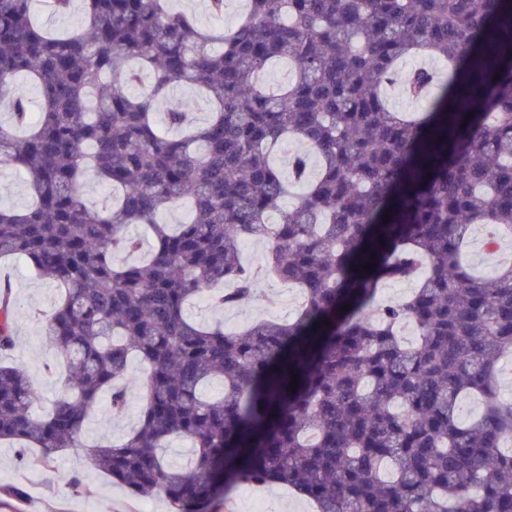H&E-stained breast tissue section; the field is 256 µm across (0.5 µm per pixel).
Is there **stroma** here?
<instances>
[{
  "instance_id": "stroma-1",
  "label": "stroma",
  "mask_w": 512,
  "mask_h": 512,
  "mask_svg": "<svg viewBox=\"0 0 512 512\" xmlns=\"http://www.w3.org/2000/svg\"><path fill=\"white\" fill-rule=\"evenodd\" d=\"M13 294L22 311L19 338L9 364L25 369L32 377L40 395L53 399L59 395L65 379L52 368L54 350L41 338L40 314L51 311L58 288L50 281L32 277L24 262L13 265ZM301 302L296 288L287 283L259 278L255 295L235 309H219L205 300H197L188 312L194 319L224 324L235 330L259 319H287L294 315ZM128 408L124 416H113L108 400H100L85 430V441L94 444L106 437L121 441L138 422L143 382L138 369H131L126 382ZM83 474L88 493H72L68 478ZM23 486L26 494L15 500L0 495V512H169L162 498L136 499L128 490L112 483L92 469L83 449H66L49 467L42 466L35 455L19 457L9 444H0V486ZM308 499L279 485L254 487L237 485L231 488L225 502L216 503L213 512H313Z\"/></svg>"
}]
</instances>
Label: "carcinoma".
I'll use <instances>...</instances> for the list:
<instances>
[{
	"label": "carcinoma",
	"instance_id": "1",
	"mask_svg": "<svg viewBox=\"0 0 512 512\" xmlns=\"http://www.w3.org/2000/svg\"><path fill=\"white\" fill-rule=\"evenodd\" d=\"M84 2L82 27L55 34L35 5L63 15L73 0H0V159L31 196L0 207V259L60 289L42 336L71 379L37 414L32 379L0 363V442L45 466L84 447L101 394L124 413L134 356L138 426L88 456L172 512L270 483L317 512H512V401L496 380L512 357V263L477 277L464 260L473 225L489 248L512 236V0H247L235 25L206 29L172 0ZM415 54L447 72H409L423 103L410 113L384 88ZM274 62L287 73L269 84ZM178 88L207 101L205 124L180 107L158 117ZM290 139L315 152L314 178L303 155L286 176L273 163ZM88 169L112 190L100 207L83 198ZM293 183L306 190L287 205ZM184 201L187 222L160 219ZM248 241L267 247L265 277L301 289L297 316L237 331L191 319V299L220 285L219 308L255 294ZM382 280L415 288L380 305ZM18 317L0 276V358ZM471 395L482 409L466 421ZM177 437L193 449L182 470L161 453Z\"/></svg>",
	"mask_w": 512,
	"mask_h": 512
}]
</instances>
